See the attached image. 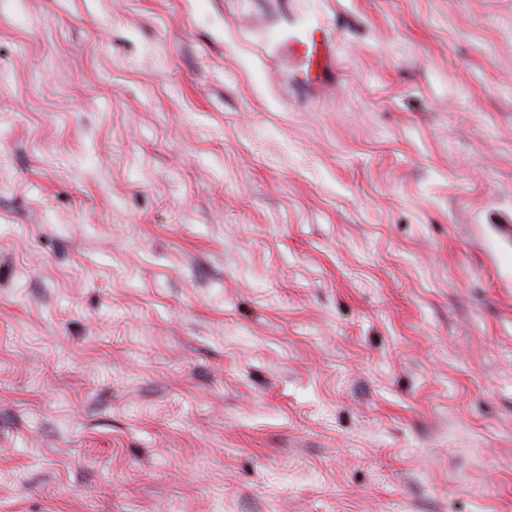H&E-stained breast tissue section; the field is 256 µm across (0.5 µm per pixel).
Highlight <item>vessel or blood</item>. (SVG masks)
<instances>
[{"label":"vessel or blood","mask_w":512,"mask_h":512,"mask_svg":"<svg viewBox=\"0 0 512 512\" xmlns=\"http://www.w3.org/2000/svg\"><path fill=\"white\" fill-rule=\"evenodd\" d=\"M317 23L305 22L288 37V52L301 66V83L314 90L331 81L336 68V51L330 40L319 37Z\"/></svg>","instance_id":"1"}]
</instances>
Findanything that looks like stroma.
Masks as SVG:
<instances>
[{"label":"stroma","instance_id":"35a3bbf8","mask_svg":"<svg viewBox=\"0 0 512 512\" xmlns=\"http://www.w3.org/2000/svg\"><path fill=\"white\" fill-rule=\"evenodd\" d=\"M510 218L512 0H0V512H512ZM321 27L306 21L294 34L288 35V53L299 60L301 81L293 79L315 91L323 89L332 80L336 68L334 45L325 37L318 39Z\"/></svg>","mask_w":512,"mask_h":512}]
</instances>
